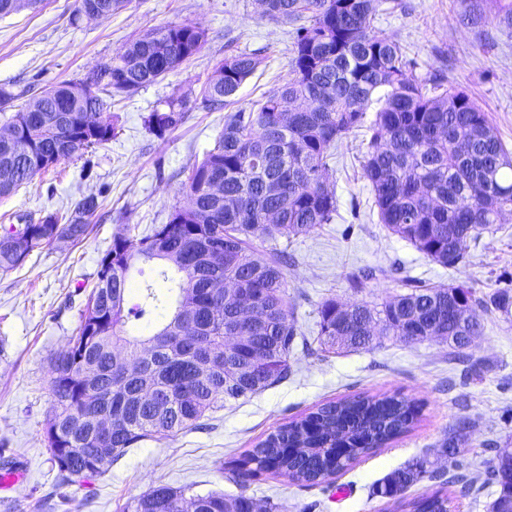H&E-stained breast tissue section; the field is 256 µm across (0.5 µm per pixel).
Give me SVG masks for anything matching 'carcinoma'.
Wrapping results in <instances>:
<instances>
[{"label":"carcinoma","instance_id":"carcinoma-1","mask_svg":"<svg viewBox=\"0 0 512 512\" xmlns=\"http://www.w3.org/2000/svg\"><path fill=\"white\" fill-rule=\"evenodd\" d=\"M461 0V16L476 30L512 29V0ZM126 0H80L107 19ZM383 0H265L269 20L296 23L291 78L252 106L224 117L213 149L195 163L184 183L188 204L165 224L136 237L126 228L113 235L101 257L97 283L80 313L75 335L50 363L54 415L44 445L63 486L105 474L112 462L153 436L191 430L205 413L250 397L288 377V355L297 329L294 300L284 269L286 251L276 242L328 224L337 213L328 159L348 135H369L362 175L371 186L380 223L432 261L455 266L468 243L512 212V152L487 113L467 91L440 73L415 77L401 45L376 29ZM206 32L192 24L161 27L119 50L85 80H69L32 94L6 124L29 140L33 153L19 156L0 141V197H7L58 163L92 145L112 140V123L101 119L105 90L130 96L199 54ZM263 59L230 53L216 66L217 79L203 86L202 104L223 110ZM378 108L366 121V108ZM185 99L166 103L147 118L162 138L185 118ZM99 207L87 196L69 217L49 213L35 221L24 215L0 228V272L22 266L32 252L55 242L75 243L87 233ZM271 246L266 247L264 243ZM217 251L221 260L208 261ZM233 279L251 297L250 319L233 317L236 300L210 285ZM463 302L512 315V289L484 298L464 286H411L380 305L355 306L344 314L336 299L318 309L320 346L368 349L374 336L404 343L435 333L452 355L468 357L455 318ZM236 330L249 340L224 352V334ZM97 380L87 386V367ZM88 405L112 418L110 451L84 418ZM418 420L415 403L399 394L355 395L324 403L276 427L239 460L236 469L253 477H284L294 484L330 483L362 456L410 432ZM470 425L458 419L443 452L457 465L460 439ZM498 486L490 512L512 503V474L490 461ZM429 472L419 459L372 488L393 509L451 512L443 486L465 483L451 476L420 500L402 494ZM120 512H258L244 493L226 498L191 486L157 485L124 502Z\"/></svg>","mask_w":512,"mask_h":512}]
</instances>
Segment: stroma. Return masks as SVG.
I'll list each match as a JSON object with an SVG mask.
<instances>
[{"label":"stroma","instance_id":"stroma-1","mask_svg":"<svg viewBox=\"0 0 512 512\" xmlns=\"http://www.w3.org/2000/svg\"><path fill=\"white\" fill-rule=\"evenodd\" d=\"M79 6V0H35L0 17V86L17 94L86 78L161 26L196 24L207 42L200 54L134 95L105 98L102 115L117 127L111 141L0 198V225L22 213L71 214L89 195L100 204L81 243L44 246L23 266L0 273V446L17 465L16 478L0 490V512H118L159 484L227 497L244 492L260 502L272 500L278 512H387L385 500L372 496L373 485L419 458L428 459L431 470L448 471L441 448L462 415L470 419L459 456L469 488L463 493L452 485L448 492L459 512H489L495 488L487 483L488 462L496 449L512 448V316L479 311L482 328L466 365L449 360L447 344L438 340L406 344L384 336L367 350L324 352L317 342V310L327 298L380 304L411 284H462L479 297L512 288V215L470 242L464 262H433L379 223L362 176L367 144L359 133L333 150V221L288 245L293 261L286 281L302 340L289 355L287 378L206 412L196 429L138 443L105 475L67 487L70 501L61 504L57 469L42 443L53 415L49 365L76 330L100 258L119 229L146 234L186 205L187 173L224 129L223 113L203 107L201 89L225 52L263 60L237 93L240 109L289 79L292 57L291 25L263 16L258 0H128L102 20L77 17ZM459 10L458 0H390L377 25L413 60L414 76L441 71L465 88L512 149V29L491 30L492 43L484 45ZM180 96L187 99L183 123L157 138L145 124L147 116ZM366 268L374 278L353 287L351 277ZM395 392L420 407L418 424L340 473L334 486H297L269 475L231 479L234 460L278 425L348 395Z\"/></svg>","mask_w":512,"mask_h":512}]
</instances>
